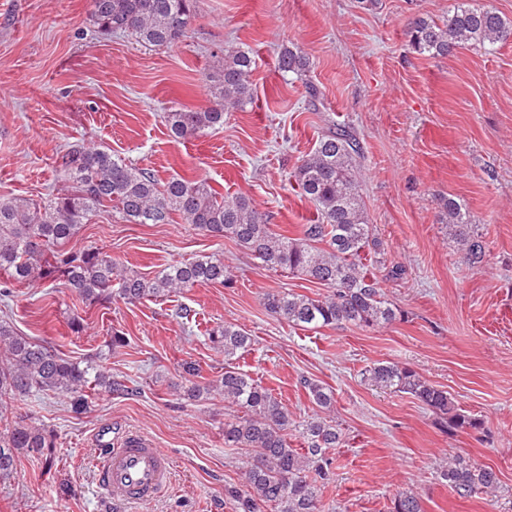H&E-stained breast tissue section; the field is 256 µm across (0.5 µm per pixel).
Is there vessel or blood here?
I'll return each mask as SVG.
<instances>
[{
	"label": "vessel or blood",
	"instance_id": "obj_1",
	"mask_svg": "<svg viewBox=\"0 0 512 512\" xmlns=\"http://www.w3.org/2000/svg\"><path fill=\"white\" fill-rule=\"evenodd\" d=\"M96 485L115 502H143L162 493L172 462L164 450L130 433L101 449L93 463Z\"/></svg>",
	"mask_w": 512,
	"mask_h": 512
}]
</instances>
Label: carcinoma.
I'll use <instances>...</instances> for the list:
<instances>
[{
  "label": "carcinoma",
  "instance_id": "1",
  "mask_svg": "<svg viewBox=\"0 0 512 512\" xmlns=\"http://www.w3.org/2000/svg\"><path fill=\"white\" fill-rule=\"evenodd\" d=\"M196 0H91L90 21L102 32L122 33L152 46L171 45L186 36L195 17ZM412 48L429 56H446L454 49L477 45L494 50L512 38V22L491 4L455 0L438 20L419 17L407 31ZM252 54L226 49L215 70L206 75L213 105L205 109H176L164 113L176 140L195 137L224 125V111L241 110L252 102ZM278 68L302 75L308 61L302 52L282 51ZM360 142L350 130L329 128L315 148L300 161L294 179L317 209V223L298 225L293 237L273 230L266 215L246 196L224 198L205 180L172 177L159 183L153 173L105 149L70 145L57 155L56 167L66 188L37 202L23 197L0 199V273L3 286L58 281L85 305H104L121 299L134 302L168 297L207 283L230 284L224 259L202 255L194 261L168 264L144 276L120 269L112 256L98 248L64 251L60 246L90 223L101 207L111 204L121 219L132 224H165L174 213L214 237H229L272 269L287 270L327 288L316 298L271 291L263 305L277 318L306 328L354 325L374 328L397 318L385 298L374 267L381 265L380 242L359 194ZM449 234L464 246L465 260L479 264L485 244L469 231L470 218L454 197L441 201ZM206 334L224 352V373L215 379L188 368L185 395L199 398L216 393L233 412L224 419V443L248 450L243 487L225 495L235 512H321L319 491L331 480L333 458L343 433L330 418L315 415L302 425L304 448L290 446L294 427L281 401L271 390L243 372L236 360L251 339L236 324L212 326ZM376 386L412 395L438 418L445 431L478 429L481 422L462 411L447 391L423 380L415 371L392 362L366 370ZM104 387L130 393L124 381L64 357L58 350L19 335L0 320V399L43 393L69 399L82 410L88 390ZM303 387L320 409L333 411L334 393L321 383L303 380ZM55 445L52 431L15 420L0 435V480L12 476L14 449L36 454ZM440 475L460 498L491 495L499 488L496 471L457 455L441 466ZM390 512H422L419 497L406 491L391 500Z\"/></svg>",
  "mask_w": 512,
  "mask_h": 512
}]
</instances>
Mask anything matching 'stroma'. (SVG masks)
I'll return each instance as SVG.
<instances>
[{
    "instance_id": "1",
    "label": "stroma",
    "mask_w": 512,
    "mask_h": 512,
    "mask_svg": "<svg viewBox=\"0 0 512 512\" xmlns=\"http://www.w3.org/2000/svg\"><path fill=\"white\" fill-rule=\"evenodd\" d=\"M451 2L380 0L366 9L359 0H197L186 37L148 46L98 32L91 0H0V198L37 200L62 188L56 155L78 141L162 182L204 179L225 196L246 195L281 231L313 220L293 171L340 125L363 147L360 194L386 263L404 270L399 279L378 276L399 311L393 323L303 329L269 313L263 296L315 297L324 286L271 269L179 215L131 224L101 210L71 248H101L145 274L215 253L232 283L95 307L48 282L0 299V317L18 334L95 361L133 389L95 391L79 413L52 396L9 399L7 421L44 425L56 441L44 456L17 451L14 478L0 482V512H234L224 489L241 485L247 455L224 443V399L179 393L187 364L208 378L223 373L224 355L203 326L224 322L251 336L239 365L279 394L295 424L318 411L302 379L334 390L345 442L331 452L323 512H389L402 491L418 495L424 512H512V41L492 52H414L410 22L439 18ZM227 46L256 60L252 103L225 113L218 129L173 141L163 113L208 106L204 76ZM288 47L308 55L305 77L278 70ZM448 195L469 211L486 246L482 263H467L443 224ZM115 332L124 347L109 346ZM382 361L448 391L480 429L448 434L411 395L372 385L364 372ZM128 433L173 461L155 500L112 503L96 488L98 435ZM452 455L493 467L497 494L458 498L439 477Z\"/></svg>"
}]
</instances>
